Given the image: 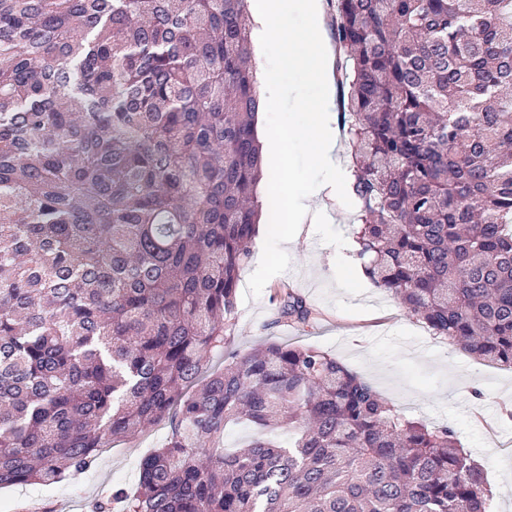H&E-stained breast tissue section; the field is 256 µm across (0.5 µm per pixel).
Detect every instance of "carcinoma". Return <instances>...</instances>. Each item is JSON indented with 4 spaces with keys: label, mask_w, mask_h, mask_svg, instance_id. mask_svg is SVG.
Returning a JSON list of instances; mask_svg holds the SVG:
<instances>
[{
    "label": "carcinoma",
    "mask_w": 512,
    "mask_h": 512,
    "mask_svg": "<svg viewBox=\"0 0 512 512\" xmlns=\"http://www.w3.org/2000/svg\"><path fill=\"white\" fill-rule=\"evenodd\" d=\"M330 2L362 271L511 369L512 0ZM248 7L0 0V488L57 484L167 422L95 512H487L452 430L320 349L204 375L261 209ZM238 422L260 434L228 452ZM285 425L288 447L264 437Z\"/></svg>",
    "instance_id": "obj_1"
}]
</instances>
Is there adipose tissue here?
<instances>
[{
    "instance_id": "obj_1",
    "label": "adipose tissue",
    "mask_w": 512,
    "mask_h": 512,
    "mask_svg": "<svg viewBox=\"0 0 512 512\" xmlns=\"http://www.w3.org/2000/svg\"><path fill=\"white\" fill-rule=\"evenodd\" d=\"M324 0H256L253 9L254 30L260 43L279 47L275 60L259 63L262 108L276 111L282 97H292L302 110L298 121L277 131L267 139L272 163L267 170V197L271 205L288 200V221L292 224H321L326 215L317 192L287 198L284 156L292 141L306 142L313 161L325 171L323 181L337 207L348 204L345 189L349 180L338 158L336 131L332 126L331 110L335 88L330 79L329 53L321 32ZM292 71L302 73L304 84H284L282 75ZM320 89L318 98H310L308 86Z\"/></svg>"
}]
</instances>
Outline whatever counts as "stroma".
<instances>
[{"instance_id":"stroma-1","label":"stroma","mask_w":512,"mask_h":512,"mask_svg":"<svg viewBox=\"0 0 512 512\" xmlns=\"http://www.w3.org/2000/svg\"><path fill=\"white\" fill-rule=\"evenodd\" d=\"M285 174L294 195L312 191L323 179L301 141L288 146ZM356 217L352 205L328 224L284 222L260 231L267 260L241 269L236 327L223 355L208 359V372L222 371L231 356L269 340L320 348L401 413L455 431L484 467L491 512H512V370L433 336L390 292L374 287L360 266L337 275V265L348 257L343 244L355 238ZM280 284L316 310L314 323L302 327L281 316L273 297ZM169 433L162 422L117 442L93 469L50 487L2 488L0 512H94L113 486L137 483L141 459Z\"/></svg>"}]
</instances>
